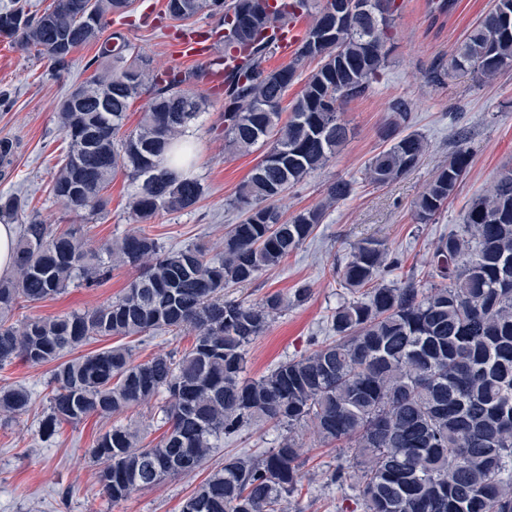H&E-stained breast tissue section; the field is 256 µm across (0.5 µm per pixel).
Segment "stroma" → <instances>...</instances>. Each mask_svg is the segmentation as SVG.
Masks as SVG:
<instances>
[{"mask_svg": "<svg viewBox=\"0 0 512 512\" xmlns=\"http://www.w3.org/2000/svg\"><path fill=\"white\" fill-rule=\"evenodd\" d=\"M397 2L400 17L387 45L386 68L366 94L344 107L350 139L327 167L289 187L280 206L284 217H292L323 201L329 186L339 180L351 182L350 196L327 210L322 224L299 250L254 283L230 291L238 299L258 300L304 283L312 288L306 302L288 307L249 346L246 377L261 376L279 362L309 351L313 340L326 336L327 317L345 294L333 277L332 260H344L354 244L374 239L398 258L401 275L422 277L436 239L457 230L471 199L489 190L502 171L512 168V67L481 82L472 73L450 66L458 45L488 12L492 0H456L453 10L439 17L431 0ZM149 6L163 12L164 0H135L124 20L107 22L106 32H122L133 51L147 54L156 68L187 70V63L175 62L169 50L171 20H162L154 28L141 24L140 16ZM96 52L93 45L78 48L68 73L59 76L46 58L0 37V93L8 96L0 103V137L6 135L18 143L11 172L0 179V193L26 199L29 210L51 224L76 221L52 192V175L65 152L57 104L73 84L90 76L88 64ZM397 98L409 103L410 127L425 137L429 150L408 175L378 187L366 181L365 166L382 147L379 132L389 120V103ZM461 127L467 137L459 144L454 133ZM191 132L195 141L191 172L201 181L204 195L194 211L161 215L150 230L165 246L196 243L216 254L223 249L225 229L238 220L237 212L226 203L262 153L225 150L224 99L220 96L208 98ZM460 145L471 156L466 177L434 221L416 223L414 201L436 166ZM133 191L124 175H116L108 189L106 213L88 220L92 239L119 238L135 227L130 209ZM133 276L132 270L113 269L99 287L70 286L53 300L33 305L31 312L52 317L90 310L121 296ZM193 340L190 331L178 336H112L90 340L86 349L125 344L132 347L137 360L145 361L159 353L185 351ZM48 376L45 365L16 362L0 370V387L24 385L33 399L28 414L0 415V512H181L184 499L206 478V471L138 489L115 503L101 494L98 468L87 455L99 434L116 422L140 426L146 441H158L164 426L157 403L130 410L116 422L91 417L77 425L65 424L44 439L37 432V417L47 407ZM301 436L308 448L306 478L301 493L290 499L288 512H341L353 507L357 489L330 487L323 480L322 468L335 463L337 449L315 442L310 430H302Z\"/></svg>", "mask_w": 512, "mask_h": 512, "instance_id": "35a3bbf8", "label": "stroma"}]
</instances>
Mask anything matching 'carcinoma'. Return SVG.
<instances>
[{"label": "carcinoma", "instance_id": "carcinoma-1", "mask_svg": "<svg viewBox=\"0 0 512 512\" xmlns=\"http://www.w3.org/2000/svg\"><path fill=\"white\" fill-rule=\"evenodd\" d=\"M329 2L165 0L174 21L224 17V140L237 152L267 147L231 200L239 221L216 256L198 245L166 248L147 227L161 214L193 211L203 197L200 180L183 173L192 147L181 138L207 102L198 91L206 71L162 73L143 53L127 59L123 34L101 39L108 17L125 14L133 0H54L40 14L0 10V36L36 50L58 72L76 49L98 45L95 72L58 105L67 154L52 178L56 199L77 217H94L106 210L117 173L135 187L138 226L95 246L84 225L59 231L26 215L18 195L0 193V222L22 226L14 274L0 278V368L17 360L51 365L40 431L50 437L63 423L116 417L165 395L159 411L168 428L157 444L143 445L138 428L114 425L88 449L102 494L114 503L194 473L224 437L267 425L280 431L277 445L257 457L225 456L181 512H287L305 478L297 429L306 427L319 442L352 451V463L324 475L340 487L355 482L363 512H512V170L470 202L460 231L438 238L427 261L430 285L412 276L384 283L398 261L382 242L361 241L343 263H331L347 297L327 317L330 335L258 378L245 376L249 345L311 288L254 303L226 299L224 290L255 281L322 223L325 203L285 221L279 202L348 141L340 110L386 67L399 17L396 0H380L382 13L338 21ZM298 15L308 22L293 58L270 67L286 20ZM311 61L317 66L283 122L282 100ZM511 66L512 0H493L452 68L486 81ZM142 97L141 120L126 132ZM389 108L380 131L388 146L366 168L379 186L411 172L428 151L421 135L402 130L408 104ZM469 166V152L458 148L436 167L414 202L418 223L443 210ZM114 266L136 271L118 299L13 320L21 304L51 300L75 282L94 288ZM185 330L195 338L179 358L137 362L126 347L67 358L97 337ZM31 401L25 386L0 387V414L23 415Z\"/></svg>", "mask_w": 512, "mask_h": 512}]
</instances>
